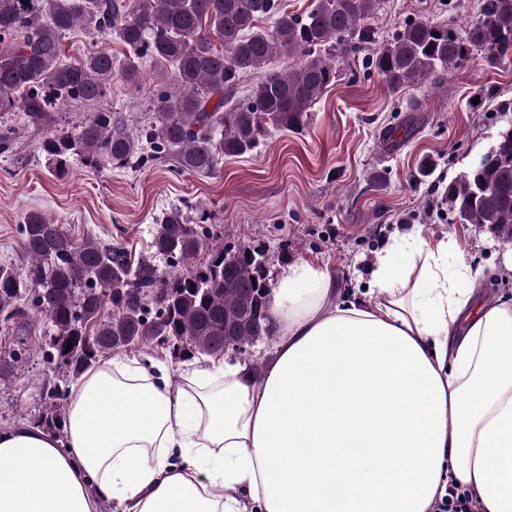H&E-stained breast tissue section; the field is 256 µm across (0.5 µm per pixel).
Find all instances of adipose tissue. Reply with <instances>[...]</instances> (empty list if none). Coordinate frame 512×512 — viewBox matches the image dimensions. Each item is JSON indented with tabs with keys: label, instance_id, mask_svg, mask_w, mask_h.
Returning <instances> with one entry per match:
<instances>
[{
	"label": "adipose tissue",
	"instance_id": "adipose-tissue-1",
	"mask_svg": "<svg viewBox=\"0 0 512 512\" xmlns=\"http://www.w3.org/2000/svg\"><path fill=\"white\" fill-rule=\"evenodd\" d=\"M374 303L288 265L263 374L116 356L68 391L65 436L0 433V512H433L448 486L512 512V298L486 302L458 243L408 234Z\"/></svg>",
	"mask_w": 512,
	"mask_h": 512
}]
</instances>
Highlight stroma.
I'll return each instance as SVG.
<instances>
[{"label":"stroma","instance_id":"obj_1","mask_svg":"<svg viewBox=\"0 0 512 512\" xmlns=\"http://www.w3.org/2000/svg\"><path fill=\"white\" fill-rule=\"evenodd\" d=\"M480 4L384 0L366 26L376 47L414 20L462 31ZM93 48L120 59L128 53L119 41L77 29L62 38L61 58L75 63ZM367 53L363 47L340 61L335 85L301 129L272 130L249 154L220 160L209 176L180 172L169 160L115 168L75 158L60 175L39 150L41 131L21 111L0 114L16 130L12 150L0 153V264L24 267L17 228L31 211L75 239L118 241L136 256L156 220L177 208L194 223L223 229L228 246L263 245L270 278L301 260L326 266L342 297L374 302L368 285L377 254L415 227L456 240L461 251L449 266L482 268L488 300L511 295L512 243L490 227L462 223L445 195L449 182L512 130V55L491 67L475 54L434 83L394 91L365 68ZM169 87L168 66L147 59L137 82L114 73L102 105L136 129ZM46 376L35 359L15 366L0 384L1 429L25 426L37 414Z\"/></svg>","mask_w":512,"mask_h":512}]
</instances>
